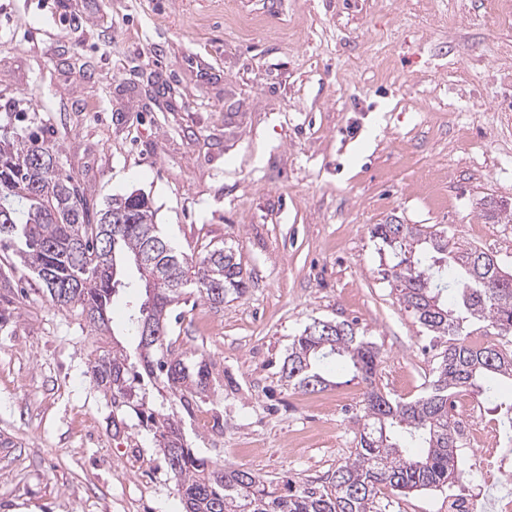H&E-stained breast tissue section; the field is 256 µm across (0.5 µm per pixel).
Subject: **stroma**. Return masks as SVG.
Returning <instances> with one entry per match:
<instances>
[{"label": "stroma", "instance_id": "obj_1", "mask_svg": "<svg viewBox=\"0 0 512 512\" xmlns=\"http://www.w3.org/2000/svg\"><path fill=\"white\" fill-rule=\"evenodd\" d=\"M254 16L244 30L236 15ZM40 128L88 202L149 196L186 253L232 247L248 287L173 309L188 363L217 374L188 446L316 486L357 444L365 387L289 386L313 320L381 352L377 384L422 394L444 346L383 278L376 224H423L512 272V20L493 0H0V126ZM60 310L0 253V512H183L151 431L93 380L134 351Z\"/></svg>", "mask_w": 512, "mask_h": 512}]
</instances>
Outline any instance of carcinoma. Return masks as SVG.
Returning a JSON list of instances; mask_svg holds the SVG:
<instances>
[{"label": "carcinoma", "mask_w": 512, "mask_h": 512, "mask_svg": "<svg viewBox=\"0 0 512 512\" xmlns=\"http://www.w3.org/2000/svg\"><path fill=\"white\" fill-rule=\"evenodd\" d=\"M371 234L401 255L384 275L400 304L433 339L445 340L434 378L414 399H391L376 382L380 350L374 343L361 340L348 323L333 322L328 331L321 320L305 326L281 367L289 385L306 393L326 389L329 380L320 371L326 362L366 385L357 448L320 488L220 464L185 445L180 416L148 408L140 398L141 422L153 432L186 512H386L379 501L385 487L406 496L461 476L455 395L491 399L500 379L512 380V349L467 337L512 343V273L498 262L487 264V253L458 247L447 233L422 224H376ZM0 250L13 252L55 305L80 309L100 332L109 330L107 309L120 291L144 289V302L128 301L136 357L103 352L94 380L121 410L137 397L141 367L164 379L183 413L199 408L213 379L211 364L186 363L173 348L167 319L189 288L212 304L244 293L247 281L232 249L187 255L161 234L141 192L116 195L91 212L80 186L63 172L58 149L31 131L0 135ZM125 266L135 269L136 281L121 278Z\"/></svg>", "instance_id": "obj_1"}]
</instances>
